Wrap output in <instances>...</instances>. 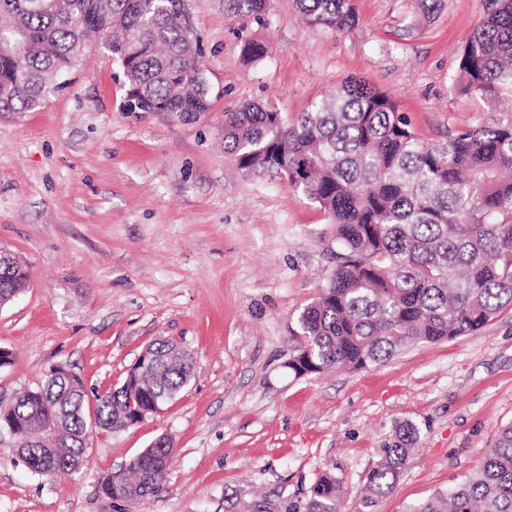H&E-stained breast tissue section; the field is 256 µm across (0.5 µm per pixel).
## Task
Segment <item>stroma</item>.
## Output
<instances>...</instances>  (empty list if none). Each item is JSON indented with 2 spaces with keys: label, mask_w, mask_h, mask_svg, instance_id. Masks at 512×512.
<instances>
[{
  "label": "stroma",
  "mask_w": 512,
  "mask_h": 512,
  "mask_svg": "<svg viewBox=\"0 0 512 512\" xmlns=\"http://www.w3.org/2000/svg\"><path fill=\"white\" fill-rule=\"evenodd\" d=\"M213 87L185 121L129 112L122 70L90 43L66 88L36 112L0 113V249L29 286L0 308V399L56 366L88 393L122 382L144 347L177 341L195 375L163 410L97 432L71 474L31 475L0 457V512H285L322 471L357 512L368 473L397 428L419 439L376 512L448 489L512 423V310L480 331L413 342L359 371L295 376L298 313L330 270L322 211L287 180L239 170L224 153V113L266 101L293 116L355 76L389 94L416 135L442 144L485 104L455 91L460 53L490 0H354L348 33L310 26L294 0L262 20L224 0H187ZM266 47L260 60L243 49ZM161 435L173 451L162 486L136 503L102 479Z\"/></svg>",
  "instance_id": "obj_1"
}]
</instances>
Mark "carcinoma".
<instances>
[{
	"label": "carcinoma",
	"mask_w": 512,
	"mask_h": 512,
	"mask_svg": "<svg viewBox=\"0 0 512 512\" xmlns=\"http://www.w3.org/2000/svg\"><path fill=\"white\" fill-rule=\"evenodd\" d=\"M492 8L468 37L457 90L487 107L474 125L429 146L388 94L350 77L289 118L261 101L224 112V153L252 175L283 172L331 224L334 266L301 310L297 375L357 371L415 341L473 334L512 308V0ZM306 22L349 32L352 0H296ZM268 0H225L231 17L259 20ZM186 0H0V112H34L61 90L59 77L83 56L87 37L105 41L127 80L126 111L149 107L181 119L210 110L201 78L202 41L186 23ZM28 285L18 260L0 266V306ZM153 364L134 366L117 387L89 400L83 379L51 370L5 405L0 418L24 434L14 451L35 475L73 473L96 429L144 420L154 401L174 400L194 375L174 340L151 344ZM419 437L406 423L366 478L358 512L390 494ZM172 449L148 447L125 478L130 500L154 493ZM339 483L321 474L287 512H339ZM406 512H512V423L477 469Z\"/></svg>",
	"instance_id": "carcinoma-1"
}]
</instances>
